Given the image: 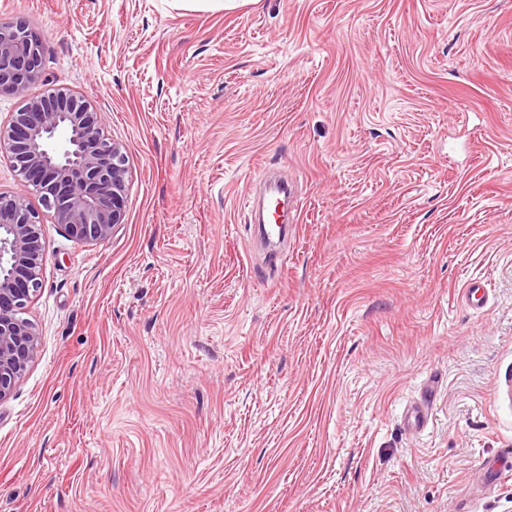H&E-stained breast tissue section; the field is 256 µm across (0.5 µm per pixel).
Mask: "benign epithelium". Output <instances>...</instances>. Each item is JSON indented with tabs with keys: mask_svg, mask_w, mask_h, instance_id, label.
<instances>
[{
	"mask_svg": "<svg viewBox=\"0 0 512 512\" xmlns=\"http://www.w3.org/2000/svg\"><path fill=\"white\" fill-rule=\"evenodd\" d=\"M40 68L39 41L26 23L0 19V92L24 101L8 125H0V154L16 164L23 189L0 192V401L11 394L38 350L33 323L23 317L42 287L45 253L39 195L55 223L78 241L102 242L124 223L128 157L105 137L100 113L83 96L51 88Z\"/></svg>",
	"mask_w": 512,
	"mask_h": 512,
	"instance_id": "obj_1",
	"label": "benign epithelium"
}]
</instances>
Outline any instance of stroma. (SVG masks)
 I'll return each mask as SVG.
<instances>
[{
	"instance_id": "35a3bbf8",
	"label": "stroma",
	"mask_w": 512,
	"mask_h": 512,
	"mask_svg": "<svg viewBox=\"0 0 512 512\" xmlns=\"http://www.w3.org/2000/svg\"><path fill=\"white\" fill-rule=\"evenodd\" d=\"M1 17L129 172L105 241L40 214L0 512H512V0ZM266 168L298 198L273 258L241 204Z\"/></svg>"
}]
</instances>
